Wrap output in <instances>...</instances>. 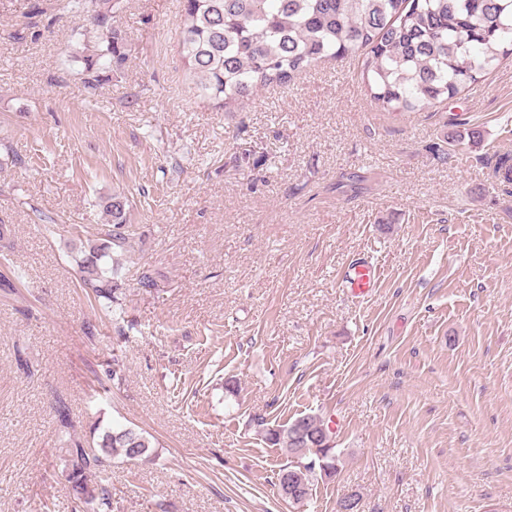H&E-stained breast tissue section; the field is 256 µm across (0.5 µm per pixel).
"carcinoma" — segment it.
Listing matches in <instances>:
<instances>
[{
  "label": "carcinoma",
  "instance_id": "cac0c4a2",
  "mask_svg": "<svg viewBox=\"0 0 512 512\" xmlns=\"http://www.w3.org/2000/svg\"><path fill=\"white\" fill-rule=\"evenodd\" d=\"M98 57L119 69L127 60L111 16L95 17ZM182 58L204 95L221 106L242 102L270 85L290 83L325 59L358 52L360 76L371 102L392 112H418L460 95L512 55V0H184ZM129 198L116 193L106 204L108 243L79 261L82 287L107 312L122 305L118 268L103 258L130 246ZM254 426L290 461L277 479L294 478L288 500L310 496L315 469L337 470L332 429L315 416L270 427ZM148 440L133 428L106 430L90 441L70 439L60 461L80 512L109 505L108 485L88 483L107 474L112 460L141 459Z\"/></svg>",
  "mask_w": 512,
  "mask_h": 512
}]
</instances>
